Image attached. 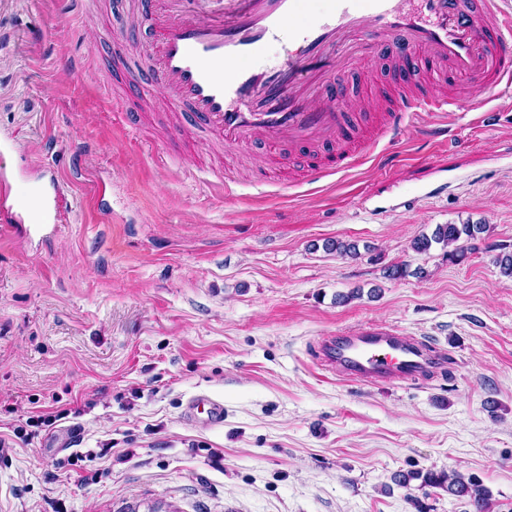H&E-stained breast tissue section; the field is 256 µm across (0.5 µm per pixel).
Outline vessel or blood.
<instances>
[{"mask_svg": "<svg viewBox=\"0 0 512 512\" xmlns=\"http://www.w3.org/2000/svg\"><path fill=\"white\" fill-rule=\"evenodd\" d=\"M138 0L157 54L152 84L185 124L228 147L268 142L267 159L301 152L308 182L354 167L364 153L399 142L421 112L470 100L441 95L444 86H512V0ZM290 32L300 51L272 66L258 60L268 44ZM388 63L391 100L363 135L365 118L347 111L354 90L337 81L341 63ZM427 75L418 85V75ZM63 187L55 173L24 184L0 169V226L25 232L57 229L64 219ZM327 366L350 379L403 381L429 364L421 343L395 329L366 327L327 337ZM207 423L224 419V404L192 400Z\"/></svg>", "mask_w": 512, "mask_h": 512, "instance_id": "vessel-or-blood-1", "label": "vessel or blood"}]
</instances>
